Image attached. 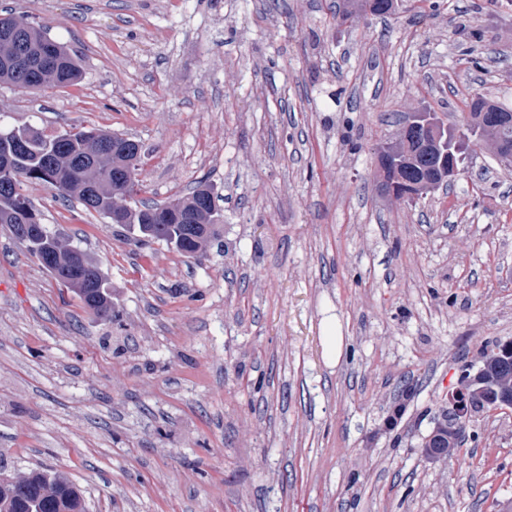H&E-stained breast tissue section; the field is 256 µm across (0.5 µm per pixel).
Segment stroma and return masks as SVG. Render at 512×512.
I'll return each instance as SVG.
<instances>
[{
    "label": "stroma",
    "instance_id": "obj_1",
    "mask_svg": "<svg viewBox=\"0 0 512 512\" xmlns=\"http://www.w3.org/2000/svg\"><path fill=\"white\" fill-rule=\"evenodd\" d=\"M0 0L78 84L0 87V124L142 147L141 198L199 183L216 241L135 243L44 184L42 223L112 291L88 310L0 225V466L88 512H512V410L428 459L463 364L512 340V166L470 147L414 201L378 189L411 113L512 109V0Z\"/></svg>",
    "mask_w": 512,
    "mask_h": 512
}]
</instances>
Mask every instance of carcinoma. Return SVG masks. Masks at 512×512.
<instances>
[{"label":"carcinoma","mask_w":512,"mask_h":512,"mask_svg":"<svg viewBox=\"0 0 512 512\" xmlns=\"http://www.w3.org/2000/svg\"><path fill=\"white\" fill-rule=\"evenodd\" d=\"M350 11H368L385 15L390 0H347ZM12 31L11 40L0 38V86L20 91L43 86L66 88L81 77L77 57L64 45L47 36L44 27L13 14L0 15V32ZM39 46L46 59L39 80L31 81L27 74L14 66L19 44ZM497 108L483 97L470 104V116L463 118L458 128L448 131V149L455 164L470 145L482 140L507 139L512 142V128H490L479 121L480 113ZM112 137L103 129L74 127L55 136H47L34 126L0 127V159L8 167H0V224L8 225L12 235L39 263L66 288L71 289L95 315L112 317V293L97 266L87 260L77 247L64 242L46 225L40 231L27 234L24 225L39 218L23 184L37 181L58 194L73 195L88 210L113 224L112 182L119 178H134L129 191L140 185L141 155L139 145L128 143L112 152H99L96 144ZM387 175L398 188L422 196L426 189L418 188L419 161L414 157L400 165L386 164ZM221 217L216 196L206 184H199L188 195L167 204L142 203L125 209L124 226L145 241H159L172 246L186 257H194L202 246L218 235ZM0 512H87L81 490L67 476L50 470H32L22 475L0 478Z\"/></svg>","instance_id":"carcinoma-1"}]
</instances>
